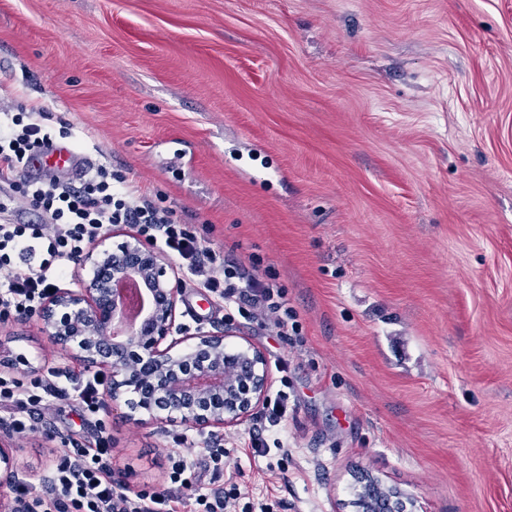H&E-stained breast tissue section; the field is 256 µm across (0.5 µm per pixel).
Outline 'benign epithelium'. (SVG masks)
<instances>
[{
  "label": "benign epithelium",
  "mask_w": 512,
  "mask_h": 512,
  "mask_svg": "<svg viewBox=\"0 0 512 512\" xmlns=\"http://www.w3.org/2000/svg\"><path fill=\"white\" fill-rule=\"evenodd\" d=\"M116 247L105 242L116 234ZM76 287L57 288L35 312L55 345L110 375L103 401L148 414L208 438L254 415L268 397L270 376L262 350L246 343L231 353L221 335L198 331L173 337L180 281L170 258L136 232L108 228L75 261ZM89 269L91 274L83 276ZM19 473L0 448V483ZM413 502L394 488L381 512H409Z\"/></svg>",
  "instance_id": "benign-epithelium-1"
}]
</instances>
